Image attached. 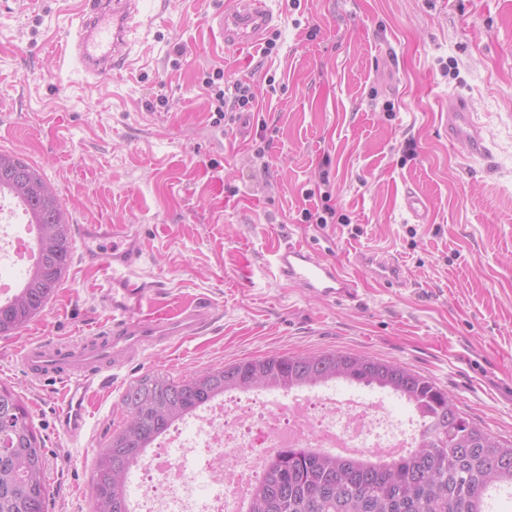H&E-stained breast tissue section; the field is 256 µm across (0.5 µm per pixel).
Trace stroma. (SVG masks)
Wrapping results in <instances>:
<instances>
[{
    "label": "stroma",
    "instance_id": "obj_1",
    "mask_svg": "<svg viewBox=\"0 0 512 512\" xmlns=\"http://www.w3.org/2000/svg\"><path fill=\"white\" fill-rule=\"evenodd\" d=\"M225 0H141L142 59L92 89L61 56L70 0H0V150L43 168L71 227L131 224L152 310L202 300L208 331L94 388L85 429L57 424L61 386L13 365L20 346L100 330V272L80 241L45 312L0 337V383L26 402L46 452L49 512H92L98 453L144 375L176 379L269 354L343 351L396 362L448 390L485 431L512 440V0H271L277 48H224L209 19ZM222 68L256 85L236 127L212 126L202 85ZM465 97L492 147L448 139ZM265 137H257L258 120ZM414 141L415 154L404 152ZM329 178L341 224H311ZM425 204L414 219L406 193ZM335 261L358 296L332 302L270 272L274 238ZM385 250L409 285L357 262Z\"/></svg>",
    "mask_w": 512,
    "mask_h": 512
}]
</instances>
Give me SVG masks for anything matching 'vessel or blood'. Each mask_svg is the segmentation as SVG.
<instances>
[{
  "label": "vessel or blood",
  "mask_w": 512,
  "mask_h": 512,
  "mask_svg": "<svg viewBox=\"0 0 512 512\" xmlns=\"http://www.w3.org/2000/svg\"><path fill=\"white\" fill-rule=\"evenodd\" d=\"M269 0H226L210 24L225 46L243 48L259 44L274 22ZM82 23L71 45V54L91 78L128 68L134 62L136 34L144 22L138 0H75ZM448 135L466 145L471 156L487 158L491 150L474 118L469 102L448 99ZM82 259L102 272L105 298L112 317L98 333L76 343L54 340L19 347L13 363L34 381L54 380L62 387L60 413L65 429L80 433L85 425L87 402L94 385L103 383L150 352L202 336L209 325L205 306L186 304L163 314L146 312L147 289L134 278L145 252L139 232L128 224H84L78 228ZM273 274L285 283L301 286L310 294L332 301L354 299L353 281L336 264L312 249L288 241L270 246ZM384 284L405 287L401 267L382 251L365 256Z\"/></svg>",
  "instance_id": "vessel-or-blood-1"
}]
</instances>
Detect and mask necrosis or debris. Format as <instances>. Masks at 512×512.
<instances>
[{
	"instance_id": "obj_1",
	"label": "necrosis or debris",
	"mask_w": 512,
	"mask_h": 512,
	"mask_svg": "<svg viewBox=\"0 0 512 512\" xmlns=\"http://www.w3.org/2000/svg\"><path fill=\"white\" fill-rule=\"evenodd\" d=\"M22 205L0 197V298L13 294L15 271L28 268L20 248L32 241ZM418 436L396 421L385 395L339 397L327 384L289 392L232 391L177 421L154 441L135 467L141 489L131 512H243L252 484L274 448H412ZM209 488L199 494L198 479Z\"/></svg>"
}]
</instances>
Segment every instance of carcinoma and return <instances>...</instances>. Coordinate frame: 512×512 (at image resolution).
Listing matches in <instances>:
<instances>
[{
    "instance_id": "cac0c4a2",
    "label": "carcinoma",
    "mask_w": 512,
    "mask_h": 512,
    "mask_svg": "<svg viewBox=\"0 0 512 512\" xmlns=\"http://www.w3.org/2000/svg\"><path fill=\"white\" fill-rule=\"evenodd\" d=\"M18 199L38 225V262L16 292L0 300V336L45 310L64 277L72 239L60 192L40 170L0 151V194ZM389 391L420 415L421 441L395 457H351L315 448L273 449L246 512H487L488 495L512 486V442H501L454 407L448 391L397 363L329 351L270 354L175 380L145 375L121 399L127 418L96 459L94 512H130L131 469L177 421L226 391H291L326 383ZM0 512H48L44 442L24 400L0 384Z\"/></svg>"
}]
</instances>
